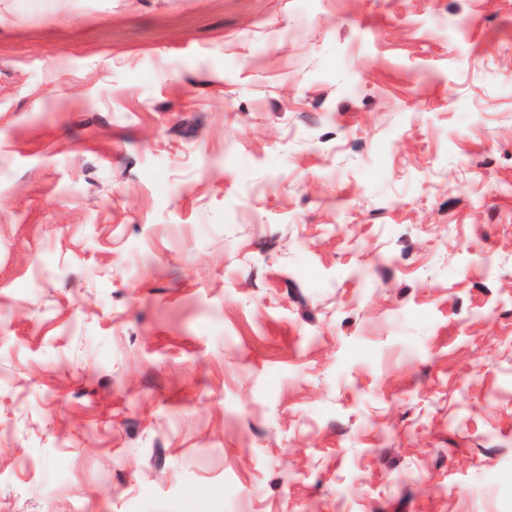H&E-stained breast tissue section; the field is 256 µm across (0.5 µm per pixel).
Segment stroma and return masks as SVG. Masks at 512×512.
<instances>
[{
    "label": "stroma",
    "mask_w": 512,
    "mask_h": 512,
    "mask_svg": "<svg viewBox=\"0 0 512 512\" xmlns=\"http://www.w3.org/2000/svg\"><path fill=\"white\" fill-rule=\"evenodd\" d=\"M0 512H512V0H0Z\"/></svg>",
    "instance_id": "1"
}]
</instances>
